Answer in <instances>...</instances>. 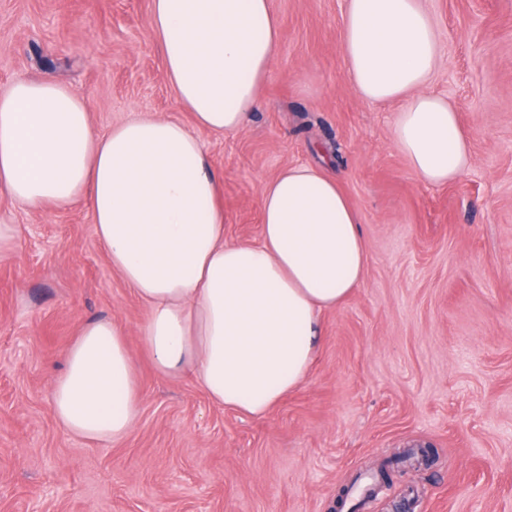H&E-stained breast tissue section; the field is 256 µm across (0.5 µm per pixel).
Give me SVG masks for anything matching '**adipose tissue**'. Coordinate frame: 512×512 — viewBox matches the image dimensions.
Segmentation results:
<instances>
[{
    "mask_svg": "<svg viewBox=\"0 0 512 512\" xmlns=\"http://www.w3.org/2000/svg\"><path fill=\"white\" fill-rule=\"evenodd\" d=\"M149 26L196 127L245 128L279 51L270 0H151ZM340 52L362 100L401 102L393 141L418 181L441 186L467 170L457 112L426 90L438 35L422 0H347ZM0 190L31 211L87 199L113 269L147 309L156 373L193 374L212 401L254 417L305 383L321 313L366 270L358 213L323 167L267 181L260 239L228 244L224 180L193 129L153 115L98 133L88 101L51 79L21 77L0 93ZM63 362L57 421L80 438H125L140 390L123 325L84 323Z\"/></svg>",
    "mask_w": 512,
    "mask_h": 512,
    "instance_id": "ef3b65f1",
    "label": "adipose tissue"
}]
</instances>
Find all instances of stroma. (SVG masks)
Instances as JSON below:
<instances>
[{"mask_svg":"<svg viewBox=\"0 0 512 512\" xmlns=\"http://www.w3.org/2000/svg\"><path fill=\"white\" fill-rule=\"evenodd\" d=\"M431 92L450 100L472 165L419 184L340 53L346 0H271L281 41L248 125L197 135L224 177V239L261 234L266 180L328 161L358 212L360 285L320 317L306 382L253 418L193 375L153 370L147 310L113 270L86 200L28 211L0 193V512H332L357 475L404 449L362 512H512V0H423ZM150 0H0V93L48 78L89 101L97 132L145 114L189 122L149 30ZM127 331L140 414L123 440L69 435L51 410L84 322Z\"/></svg>","mask_w":512,"mask_h":512,"instance_id":"stroma-1","label":"stroma"}]
</instances>
